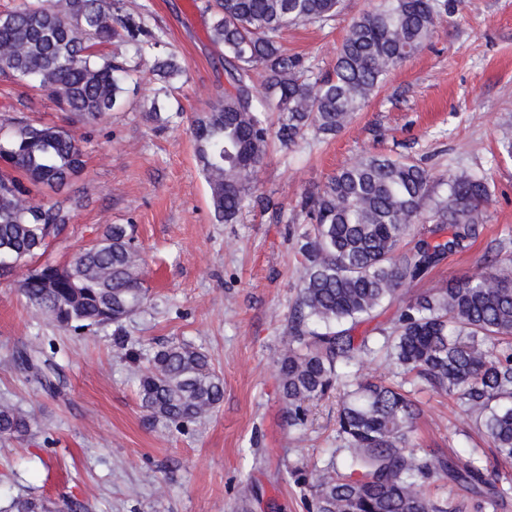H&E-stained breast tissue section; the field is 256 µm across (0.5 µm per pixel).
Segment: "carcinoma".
<instances>
[{
  "mask_svg": "<svg viewBox=\"0 0 512 512\" xmlns=\"http://www.w3.org/2000/svg\"><path fill=\"white\" fill-rule=\"evenodd\" d=\"M341 0H203L212 16L209 38L224 49L229 87L224 99L195 114L196 157L214 217L233 224L251 195L252 175L269 141L292 146L312 130L334 135L368 102L392 70L434 34L448 0H381L350 24L332 70L322 73L288 55L282 31L292 24L335 20ZM132 56L117 60L91 52L114 40ZM164 32L112 11V0H23L0 12V77L28 80L53 96L68 124L45 126L9 119L0 137V262L22 264L46 250L71 223L72 209L39 197L65 190L83 167L74 121H95L118 106L133 79V61L154 54L153 71L169 84L182 74L175 54H158ZM261 70L264 91L253 86ZM278 113V123L270 114ZM431 174L407 159L366 154L342 167L324 189L302 199L307 224L299 234L303 276L279 359V378L291 427L308 423L310 406L342 389L338 435L343 471L321 470L311 512H457L425 494L428 479H448L504 509V487L479 465L480 449L465 461L427 457L410 446L421 408L404 389L343 375L375 352L371 336L355 328L399 297L447 254L463 250L484 223L488 184L467 173L448 177L444 194H430ZM432 203L431 216L425 206ZM432 224H427V221ZM451 236L431 242L444 229ZM28 305L65 330L120 324L141 310L142 258L123 224H109L90 246L64 264L46 263L19 282ZM387 356L404 378L426 383L458 402L474 430L494 448V466L512 464V257L484 265L463 280L436 288L399 308L393 326L378 329ZM15 363L41 388L60 392V375L35 350ZM142 407L180 427L213 411L224 380L210 356L189 343L157 351L140 378ZM17 408L0 405V438L29 431ZM31 495L11 512H79Z\"/></svg>",
  "mask_w": 512,
  "mask_h": 512,
  "instance_id": "cac0c4a2",
  "label": "carcinoma"
}]
</instances>
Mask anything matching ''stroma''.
I'll list each match as a JSON object with an SVG mask.
<instances>
[{
    "instance_id": "obj_1",
    "label": "stroma",
    "mask_w": 512,
    "mask_h": 512,
    "mask_svg": "<svg viewBox=\"0 0 512 512\" xmlns=\"http://www.w3.org/2000/svg\"><path fill=\"white\" fill-rule=\"evenodd\" d=\"M379 3L342 0L335 21L290 26L282 45L328 69L352 19ZM118 5L163 30L166 51L178 56L183 74L165 96L175 118L147 119L144 105L161 83L146 60L120 107L76 127L85 165L68 193L81 205L45 258L66 263L106 225H132L147 302L121 325L74 332L27 304L17 286L26 267L0 276V403L33 419L29 435L0 442V512L28 493L79 503L81 512H241L247 485L251 512H307L309 488L341 441L337 394L312 406L306 428L296 429L280 392L278 358L303 275L299 203L363 154L406 156L429 170L435 194L462 172L486 179L490 190L476 242L404 286L407 297L472 276L485 255L512 253V158L499 148L512 130V0H457L426 46L343 130L310 132L291 147L271 141L254 179L281 219L250 202L233 224L214 220L191 134L192 117L226 85L209 16L190 0ZM20 113L47 124L63 118L48 93L0 80V119ZM171 342L202 348L224 380L219 408L181 428L153 417L138 397L142 368ZM25 348L61 368L59 394L15 366ZM416 396L417 447L464 458L480 444L454 401L425 388Z\"/></svg>"
}]
</instances>
